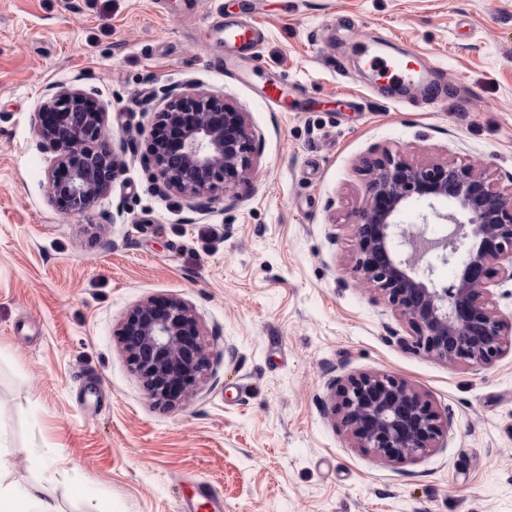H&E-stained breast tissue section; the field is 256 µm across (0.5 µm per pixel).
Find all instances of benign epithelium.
<instances>
[{
  "instance_id": "1",
  "label": "benign epithelium",
  "mask_w": 512,
  "mask_h": 512,
  "mask_svg": "<svg viewBox=\"0 0 512 512\" xmlns=\"http://www.w3.org/2000/svg\"><path fill=\"white\" fill-rule=\"evenodd\" d=\"M158 127L176 126L169 143L151 134L146 152L151 180L163 192L197 198L216 188L237 190L254 163L246 113L223 96L163 88ZM40 146L54 154L59 171L48 173L50 193L68 215L83 214L107 194L121 164L105 130V112L79 89L56 86L37 112ZM367 201L354 215V269L361 285L379 293L403 317L414 348L450 365L485 367L512 349V323L490 302L495 279L512 280V192L484 172L451 161L410 163L383 152L367 169ZM427 201L421 222L399 220L413 201ZM442 201L455 209L443 210ZM454 225L441 239L426 232L434 222ZM460 261L454 281L438 287L434 264ZM195 315L183 300L159 307L136 305L118 329L132 370L151 398L172 401L178 386L189 394L209 369V357L195 340ZM334 408L357 447L379 459L415 458L438 447L443 426L431 403L407 381L388 374L350 376L333 385Z\"/></svg>"
}]
</instances>
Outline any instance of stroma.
Masks as SVG:
<instances>
[{"instance_id":"obj_1","label":"stroma","mask_w":512,"mask_h":512,"mask_svg":"<svg viewBox=\"0 0 512 512\" xmlns=\"http://www.w3.org/2000/svg\"><path fill=\"white\" fill-rule=\"evenodd\" d=\"M218 0H0V482L59 512H512V350L451 366L411 345L353 272L365 168L389 151L512 189V0H254L247 76L213 69ZM419 55L385 92L363 51ZM283 92L269 101V85ZM88 93L124 163L82 215L49 194L37 110ZM246 112L255 168L236 195L157 192L146 134L163 88ZM192 306L211 365L152 399L115 331L145 300ZM407 380L441 446L386 462L331 410L336 380Z\"/></svg>"}]
</instances>
